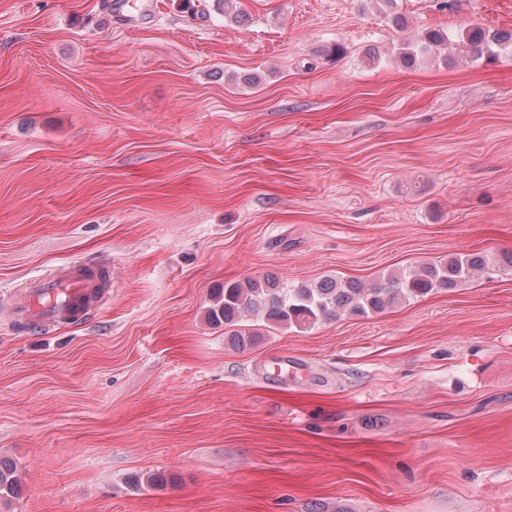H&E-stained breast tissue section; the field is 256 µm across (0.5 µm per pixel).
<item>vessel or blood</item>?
Masks as SVG:
<instances>
[{"instance_id":"b4317fda","label":"vessel or blood","mask_w":512,"mask_h":512,"mask_svg":"<svg viewBox=\"0 0 512 512\" xmlns=\"http://www.w3.org/2000/svg\"><path fill=\"white\" fill-rule=\"evenodd\" d=\"M110 286L104 267L74 264L21 288L14 297L13 314L20 324L37 329L73 321L101 302Z\"/></svg>"}]
</instances>
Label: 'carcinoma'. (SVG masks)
I'll list each match as a JSON object with an SVG mask.
<instances>
[{"label":"carcinoma","instance_id":"1","mask_svg":"<svg viewBox=\"0 0 512 512\" xmlns=\"http://www.w3.org/2000/svg\"><path fill=\"white\" fill-rule=\"evenodd\" d=\"M512 44V32L475 27L462 34L429 29L406 47L403 61L413 65L423 55L439 47H451L463 56L478 59L494 47ZM486 265L484 256L457 255L446 262L423 263L410 271H395L380 281L364 285L355 280L327 278L314 285L284 288L273 277L247 278L224 285L216 291L208 318L216 325L232 327L247 313H259L276 326H310L344 313H377L434 290L453 288ZM20 492V478L12 462L0 460V500Z\"/></svg>","mask_w":512,"mask_h":512}]
</instances>
